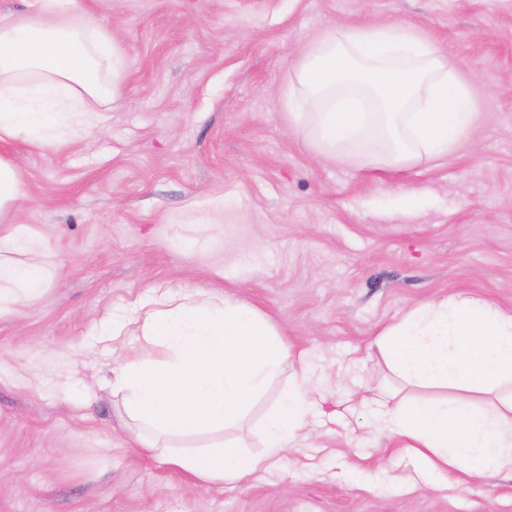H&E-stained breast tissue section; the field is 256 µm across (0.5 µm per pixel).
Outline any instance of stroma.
<instances>
[{
	"mask_svg": "<svg viewBox=\"0 0 512 512\" xmlns=\"http://www.w3.org/2000/svg\"><path fill=\"white\" fill-rule=\"evenodd\" d=\"M128 58L102 129L70 149L5 145L16 221L53 279L0 316V512H512V478L397 483L415 463L361 396L390 372L368 353L409 308L459 291L512 311V0H82ZM403 21L474 87L472 141L407 169L318 153L288 125L303 47L330 26ZM224 221L204 224L210 202ZM196 287L266 314L304 353L318 402L277 468L204 487L139 448L103 325L160 289ZM288 384L280 375L245 429Z\"/></svg>",
	"mask_w": 512,
	"mask_h": 512,
	"instance_id": "35a3bbf8",
	"label": "stroma"
}]
</instances>
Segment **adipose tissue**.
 Returning a JSON list of instances; mask_svg holds the SVG:
<instances>
[{
	"label": "adipose tissue",
	"mask_w": 512,
	"mask_h": 512,
	"mask_svg": "<svg viewBox=\"0 0 512 512\" xmlns=\"http://www.w3.org/2000/svg\"><path fill=\"white\" fill-rule=\"evenodd\" d=\"M20 3L0 9V144L66 149L108 121L126 58L81 0ZM286 105L289 126L324 157L349 149L366 166L392 169L447 155L475 120L471 87L404 22L327 30L303 49ZM24 200L21 171L0 153V315L35 301L51 279L40 234L10 220ZM131 324L144 347L113 362L112 389L142 448L204 486L234 485L283 461L315 402L304 356H292L264 314L191 289L141 303L113 320L112 335ZM372 346L399 389L361 402L406 439L417 480L442 476L458 487L512 474V312L461 291L409 309ZM287 364L288 391L265 419L264 451L247 454L229 432Z\"/></svg>",
	"instance_id": "obj_1"
}]
</instances>
